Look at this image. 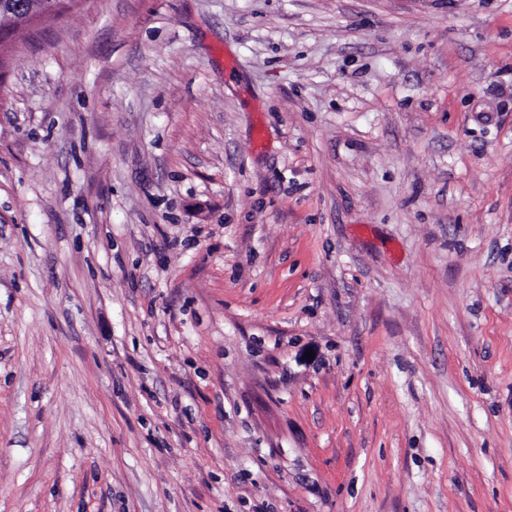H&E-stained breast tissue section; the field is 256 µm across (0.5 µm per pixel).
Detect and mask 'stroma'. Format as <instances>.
I'll use <instances>...</instances> for the list:
<instances>
[{"mask_svg": "<svg viewBox=\"0 0 512 512\" xmlns=\"http://www.w3.org/2000/svg\"><path fill=\"white\" fill-rule=\"evenodd\" d=\"M8 41L0 512H512V0Z\"/></svg>", "mask_w": 512, "mask_h": 512, "instance_id": "stroma-1", "label": "stroma"}]
</instances>
